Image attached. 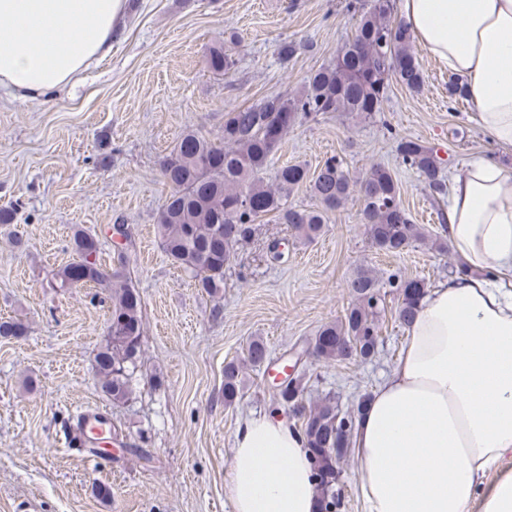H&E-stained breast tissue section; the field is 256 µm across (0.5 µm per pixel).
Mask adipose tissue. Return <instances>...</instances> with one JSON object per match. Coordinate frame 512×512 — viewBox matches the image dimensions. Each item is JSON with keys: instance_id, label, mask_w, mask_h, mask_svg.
Returning a JSON list of instances; mask_svg holds the SVG:
<instances>
[{"instance_id": "ef3b65f1", "label": "adipose tissue", "mask_w": 512, "mask_h": 512, "mask_svg": "<svg viewBox=\"0 0 512 512\" xmlns=\"http://www.w3.org/2000/svg\"><path fill=\"white\" fill-rule=\"evenodd\" d=\"M125 16L126 0H0V88L69 89ZM400 18L462 78L486 139L512 150V0H401ZM446 229L461 271L424 296L357 420L364 512H512V170L468 163ZM224 488L235 512H317L305 440L275 411L237 426Z\"/></svg>"}]
</instances>
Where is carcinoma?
<instances>
[{
	"label": "carcinoma",
	"instance_id": "1",
	"mask_svg": "<svg viewBox=\"0 0 512 512\" xmlns=\"http://www.w3.org/2000/svg\"><path fill=\"white\" fill-rule=\"evenodd\" d=\"M348 8L360 13L354 37L336 60L306 76L299 93L266 97L224 114V134L211 139L188 129L161 162V178L169 188L156 222V235L167 257L188 272L196 287L210 295L224 288V268L235 258L239 245L249 240L254 225L266 217L286 224L305 238L318 235L328 215L357 193L369 246L379 252L400 253L425 242L426 234L411 221L397 181L391 172L373 165L358 182H352L341 160L331 157L313 174L301 164L280 167L270 183L265 171L288 131L300 118L325 112H344L370 120L384 111L391 84L421 92L424 73L413 51L410 31L392 20L393 0H351ZM236 60L217 45L207 53V66L216 75L228 73ZM402 162L414 169L433 199L445 196L447 186L439 177L441 161L434 149L419 140L397 141ZM309 184L315 206L288 203V197ZM74 253L58 274L60 287H94L111 290L112 334L103 338L95 357L102 390L121 404L131 393L143 338L141 297L128 281L125 256L117 264L101 262L97 242L76 229L71 237ZM94 261H87L88 256ZM396 289L395 315L406 327L414 319L426 293L421 279H388ZM355 303L344 316L324 325L310 342L312 357L344 362L372 358L377 352L380 320L385 312L382 285L372 271L361 268L347 282ZM27 326L14 319H0V337L20 338ZM266 345L252 341L245 362L263 365ZM243 365L224 366V403L231 405L242 389ZM277 403L292 413L306 439L319 512L339 505L336 494L338 464L350 446L357 417L368 399L362 395L356 408L342 412L335 401L312 403L304 396L302 377L284 381L277 389Z\"/></svg>",
	"mask_w": 512,
	"mask_h": 512
}]
</instances>
